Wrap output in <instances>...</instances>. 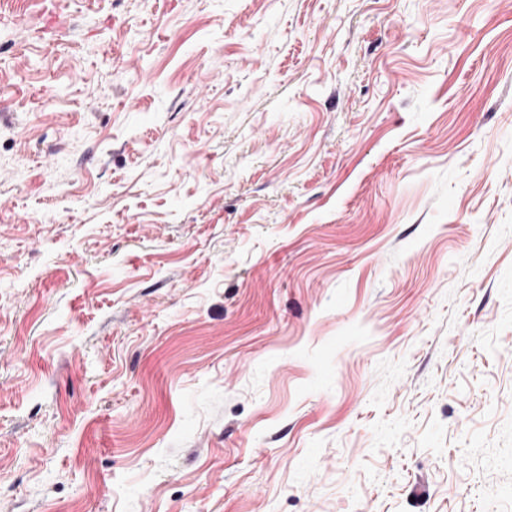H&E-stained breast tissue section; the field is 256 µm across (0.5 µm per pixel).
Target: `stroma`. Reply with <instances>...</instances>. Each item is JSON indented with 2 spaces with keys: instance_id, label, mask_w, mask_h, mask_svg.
Wrapping results in <instances>:
<instances>
[{
  "instance_id": "stroma-1",
  "label": "stroma",
  "mask_w": 512,
  "mask_h": 512,
  "mask_svg": "<svg viewBox=\"0 0 512 512\" xmlns=\"http://www.w3.org/2000/svg\"><path fill=\"white\" fill-rule=\"evenodd\" d=\"M0 512H512V0H0Z\"/></svg>"
}]
</instances>
